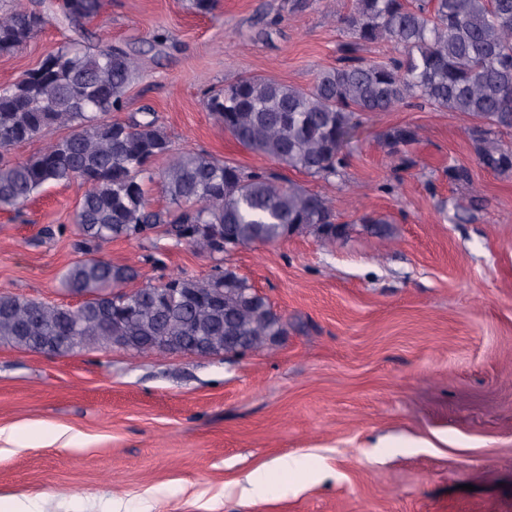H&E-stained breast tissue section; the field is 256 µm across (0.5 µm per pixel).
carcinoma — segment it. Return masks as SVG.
Segmentation results:
<instances>
[{"instance_id":"1","label":"carcinoma","mask_w":512,"mask_h":512,"mask_svg":"<svg viewBox=\"0 0 512 512\" xmlns=\"http://www.w3.org/2000/svg\"><path fill=\"white\" fill-rule=\"evenodd\" d=\"M101 0H30L0 14V55L23 50L50 22L83 32ZM348 40L334 67L317 72L308 87L245 76L206 99L216 122L242 148L282 168L313 178L340 176L342 150L358 115L422 103L469 116L481 165L512 174V147L495 137L512 129V0H353L340 18ZM387 41L384 60L359 55ZM140 50L100 37L95 45L63 43L16 81L0 86V210H19L47 186L78 182L85 190L73 224L85 243L163 238L224 260V239L246 247L288 237L293 226L328 248L337 223L330 199L277 171H248L211 154L174 148L159 117L141 112L126 121L124 109L138 78ZM54 127L69 133L24 161L4 160L13 146ZM397 154L418 140L417 129L394 127L381 135ZM160 182L168 204L153 208L148 187ZM361 223L390 238L384 217ZM137 277L132 268L90 257L71 263L61 287L85 301L76 308L0 292V345L32 352L36 336H72L63 351L106 347V336H222L224 309L176 303L161 308L121 288ZM188 296L200 288L219 300L231 288H251L229 267L199 277L181 272L156 285ZM241 336H284L288 324L268 299L232 310Z\"/></svg>"}]
</instances>
